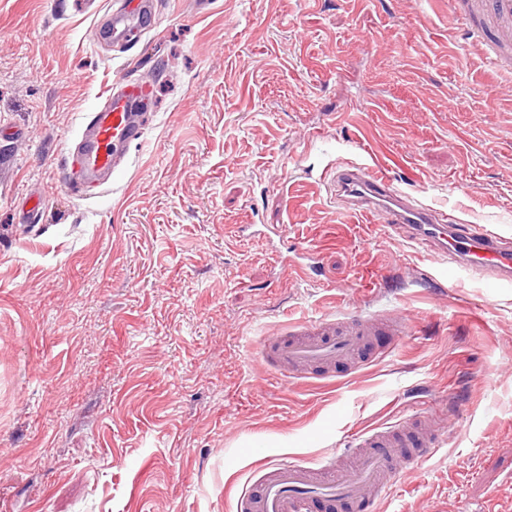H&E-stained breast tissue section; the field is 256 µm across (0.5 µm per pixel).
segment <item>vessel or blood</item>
<instances>
[{
    "instance_id": "1",
    "label": "vessel or blood",
    "mask_w": 512,
    "mask_h": 512,
    "mask_svg": "<svg viewBox=\"0 0 512 512\" xmlns=\"http://www.w3.org/2000/svg\"><path fill=\"white\" fill-rule=\"evenodd\" d=\"M475 10L490 23V41L498 44L501 53L511 51L512 0H478ZM154 22L145 0H137L134 6L113 14L109 27H93L89 39L98 43L109 34L117 37L144 31ZM147 86L144 80L116 82L104 105L88 115L72 151L68 182L111 184L119 148L143 136ZM332 182L345 210L376 217L392 229H404L410 241L431 243L436 254L449 257L459 271H482L512 285L511 238L479 224L462 229L446 212L411 203L389 176L363 165L336 170ZM379 328L392 336L408 332L403 319L381 325L361 315L339 321L326 318L315 325L298 324L287 336L265 338L257 347V356L274 363L280 382L288 385L297 382L298 368L325 370L363 355L367 336ZM445 429L444 419L426 412L407 425L363 431L350 446V465H311L291 459L265 466L255 486L238 495L236 510L339 512L359 504L367 512H379L402 468L430 456L434 437Z\"/></svg>"
}]
</instances>
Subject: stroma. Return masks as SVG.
Returning <instances> with one entry per match:
<instances>
[{"label": "stroma", "instance_id": "obj_1", "mask_svg": "<svg viewBox=\"0 0 512 512\" xmlns=\"http://www.w3.org/2000/svg\"><path fill=\"white\" fill-rule=\"evenodd\" d=\"M150 5L95 45L125 0H0V512H234L261 464L428 401L451 432L382 512H512V288L366 232L322 177L379 168L512 238V73L448 0ZM145 77L111 190L65 187L86 116ZM350 314L410 332L288 387L256 354ZM156 22L154 15L142 0L137 1L133 7L125 8L120 13H113L109 28L94 26L89 32L92 43L104 40L105 36L112 32V38L120 35L131 34L133 31H144Z\"/></svg>", "mask_w": 512, "mask_h": 512}]
</instances>
